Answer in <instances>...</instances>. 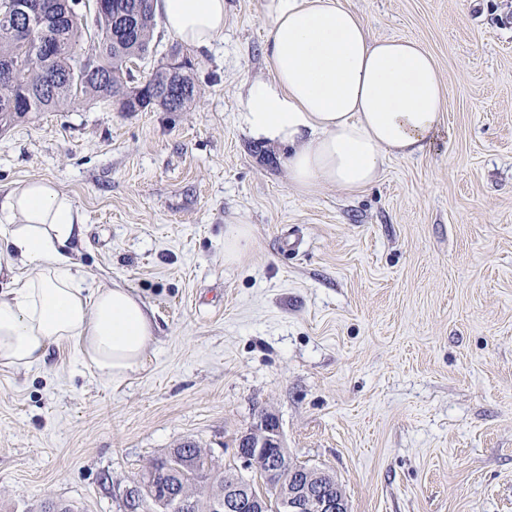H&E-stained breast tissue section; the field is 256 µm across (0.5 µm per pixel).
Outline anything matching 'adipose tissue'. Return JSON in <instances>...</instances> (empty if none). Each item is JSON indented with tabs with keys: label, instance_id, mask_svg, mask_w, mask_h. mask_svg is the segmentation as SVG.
<instances>
[{
	"label": "adipose tissue",
	"instance_id": "1",
	"mask_svg": "<svg viewBox=\"0 0 512 512\" xmlns=\"http://www.w3.org/2000/svg\"><path fill=\"white\" fill-rule=\"evenodd\" d=\"M165 28L203 51L223 40L224 0H158ZM271 76L250 84L236 114L255 142L284 153L305 196L328 185L357 193L387 159L423 154L444 109L436 63L420 43L374 38L342 0H265ZM0 365L46 364L69 343L99 380L144 367L155 322L133 289L88 282L72 256L82 217L55 184L31 180L0 198Z\"/></svg>",
	"mask_w": 512,
	"mask_h": 512
}]
</instances>
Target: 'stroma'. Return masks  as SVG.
I'll use <instances>...</instances> for the list:
<instances>
[{
    "mask_svg": "<svg viewBox=\"0 0 512 512\" xmlns=\"http://www.w3.org/2000/svg\"><path fill=\"white\" fill-rule=\"evenodd\" d=\"M343 2L420 42L446 97L429 150L360 193L300 194L235 124L269 76L264 0H225L187 111L86 102L0 131V197L55 182L84 222L76 261L157 323L119 384L68 344L0 366V512H126L154 459L191 442L231 466L264 410L349 512H512V0ZM231 223L253 234L238 263ZM252 246V231L248 225L228 226L224 232V258L228 262L239 261Z\"/></svg>",
    "mask_w": 512,
    "mask_h": 512,
    "instance_id": "obj_1",
    "label": "stroma"
}]
</instances>
